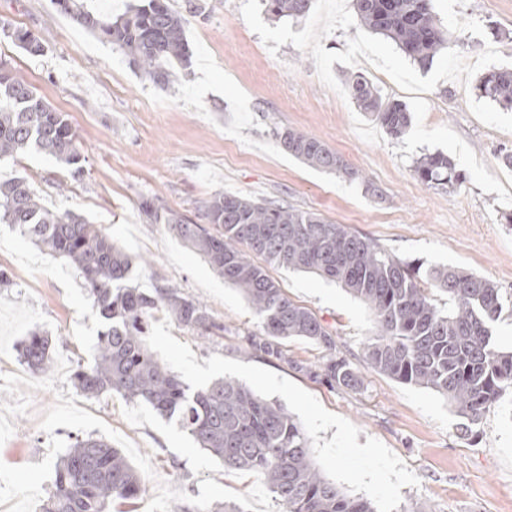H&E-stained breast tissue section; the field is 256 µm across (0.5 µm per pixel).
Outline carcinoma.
I'll return each mask as SVG.
<instances>
[{
    "label": "carcinoma",
    "mask_w": 512,
    "mask_h": 512,
    "mask_svg": "<svg viewBox=\"0 0 512 512\" xmlns=\"http://www.w3.org/2000/svg\"><path fill=\"white\" fill-rule=\"evenodd\" d=\"M275 20L298 19L313 0H264ZM356 24L392 40L413 62L425 67L448 40L432 0H353ZM60 12L120 48L149 81L167 85L172 69L191 62L186 18L170 0H132L114 17L90 9L84 0H54ZM11 37L30 55L44 48L28 31ZM349 94L375 117L387 134L407 131L410 114L398 102H385L367 78L347 80ZM481 96L512 108V68L484 73ZM275 137L289 155L310 167L356 177L341 156L318 138L293 129ZM37 151L55 158L74 177L82 172L76 132L63 113L0 61V158ZM425 184L452 185L463 179L447 154L416 162ZM140 209L150 223H164L202 255L218 275L234 284L261 321V332L247 337L250 348L304 371L330 387L355 389L361 371L336 354V340L307 308L295 303L269 276L266 265L313 272L336 281L373 312L375 332L363 358L374 371L396 381L431 388L445 396L470 424L512 388V351L492 340V324L504 310L500 288L483 277L455 268L437 269L427 280L409 263L381 251L369 238L315 212L279 201L260 202L234 193L217 194L204 205L205 224H193L152 199ZM0 220L48 253L67 261L83 279L93 306L105 320L92 362L78 366L75 387L86 396L117 394L177 420L198 447L222 462L224 470L256 474L286 512H375L370 502L347 496L317 468L309 439L296 419L245 384L221 379L190 390L146 344L150 319L164 311L203 335H220L224 325L206 306L169 284L146 291L127 284L132 257L97 225L71 211L47 208L24 176L0 179ZM259 256L266 265L258 264ZM448 296L451 307L435 303L425 284ZM302 339L329 351L316 367L288 357L284 342ZM20 360L34 373L50 367L51 340L34 331L19 346ZM145 491L144 481L117 448L102 439L77 438L55 466L53 491L40 512H110Z\"/></svg>",
    "instance_id": "obj_1"
}]
</instances>
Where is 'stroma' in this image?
<instances>
[{"instance_id": "stroma-1", "label": "stroma", "mask_w": 512, "mask_h": 512, "mask_svg": "<svg viewBox=\"0 0 512 512\" xmlns=\"http://www.w3.org/2000/svg\"><path fill=\"white\" fill-rule=\"evenodd\" d=\"M186 31L190 69L168 87L142 78L123 53L69 17L52 0H0V21L42 43L32 56L0 31V60L66 114L79 139L83 173L70 177L35 151L0 160V177L27 176L43 204L87 217L133 258L130 284L167 283L200 301L223 336L205 338L176 324L172 335L197 362L211 355L267 368L354 424L359 443L374 437L419 478L401 490L396 512H512V389L472 432L448 399L363 365L374 332L365 303L339 284L281 266L270 275L333 334L336 350L360 367L359 389L331 388L290 367L320 364L323 348L285 342L288 361L254 354L261 329L237 289L164 224L146 223L142 199L200 223L213 195L284 201L368 237L420 275L458 267L493 281L510 310L493 325L497 347L512 350V109L481 98L479 78L512 66V0H433L448 47L420 67L390 40L360 29L353 0H314L302 19L272 20L263 0H195ZM361 75L383 100L412 114L409 130L388 135L361 112L342 80ZM315 136L357 173L346 179L288 155L273 129ZM448 154L464 180L428 186L416 161ZM0 502L38 512L53 489L54 468L75 436L120 449L143 476L144 493L124 512H200L215 501L244 512H285L261 479L225 471L186 431L120 396L89 398L71 376L91 360L103 320L82 278L62 258L37 249L0 222ZM51 337L48 372L18 357L32 331Z\"/></svg>"}]
</instances>
